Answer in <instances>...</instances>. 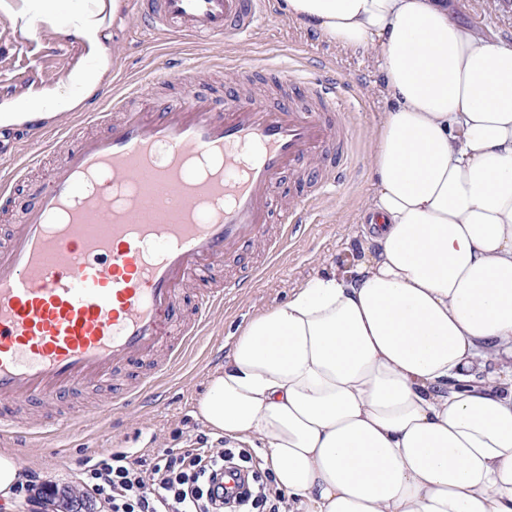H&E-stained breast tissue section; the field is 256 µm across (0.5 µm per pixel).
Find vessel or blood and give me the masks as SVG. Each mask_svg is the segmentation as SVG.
Instances as JSON below:
<instances>
[{"label":"vessel or blood","mask_w":512,"mask_h":512,"mask_svg":"<svg viewBox=\"0 0 512 512\" xmlns=\"http://www.w3.org/2000/svg\"><path fill=\"white\" fill-rule=\"evenodd\" d=\"M265 0H136L129 27L211 39L242 40ZM318 108L286 96L273 107L227 93L223 105L197 89L131 109L112 98L121 117L107 134L67 143L35 200L0 239V440L22 447L54 431L104 428L119 407L147 402L149 383L128 385L99 407L92 422L54 417L21 424L20 402L53 403L109 382L149 357L162 380L204 335L225 299L260 281L250 272L207 287L215 266L248 242L267 259L287 250L312 202L336 188L350 161V123L341 86L311 84ZM316 162L310 196L281 211L273 205L284 174ZM139 193L112 202L115 184Z\"/></svg>","instance_id":"obj_1"}]
</instances>
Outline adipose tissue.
<instances>
[{
  "mask_svg": "<svg viewBox=\"0 0 512 512\" xmlns=\"http://www.w3.org/2000/svg\"><path fill=\"white\" fill-rule=\"evenodd\" d=\"M121 0H0L85 52L0 128L77 111L103 81ZM336 44L381 48L375 224L361 255L252 317L198 413L257 449L288 512H512V45L445 0H283ZM496 369L485 373L488 361Z\"/></svg>",
  "mask_w": 512,
  "mask_h": 512,
  "instance_id": "ef3b65f1",
  "label": "adipose tissue"
}]
</instances>
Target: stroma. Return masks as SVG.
Listing matches in <instances>:
<instances>
[{
	"label": "stroma",
	"mask_w": 512,
	"mask_h": 512,
	"mask_svg": "<svg viewBox=\"0 0 512 512\" xmlns=\"http://www.w3.org/2000/svg\"><path fill=\"white\" fill-rule=\"evenodd\" d=\"M453 18L477 35L512 44V0H447ZM110 37L104 43L109 71L104 84L85 101L84 110L104 109L113 92L137 85L144 76L169 78L167 95L184 91L174 72L186 65L201 67V91L223 103L231 88H246L251 94L276 105L280 96L247 78L245 58L234 44L176 35L160 42L141 34L127 33L121 21H111ZM83 50L72 34L44 32L40 41L17 50L14 43L0 42V61L28 72L35 82H55L77 64ZM253 56L266 58L286 68L296 80L337 78L348 91L343 98L352 123L351 163L339 175L334 197L316 204L308 213L305 230L288 247V253L267 270L257 288L227 299L211 318L207 333L193 343L174 372L164 378L155 403L128 413L115 411L107 429L85 428L69 434L58 432L40 447L20 448L16 454L27 469L60 484H77L84 470L103 454L123 452L135 458L152 459L159 451H181L197 436L210 430L198 414V403L211 372L229 354L233 340L253 316L285 301L322 268L346 264L360 247L354 236L364 220L373 191L371 169L373 132L388 108L380 88L381 49L363 51L340 47L287 16L281 0H271L268 12L252 34Z\"/></svg>",
	"instance_id": "1"
}]
</instances>
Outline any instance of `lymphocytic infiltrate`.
Here are the masks:
<instances>
[{"mask_svg": "<svg viewBox=\"0 0 512 512\" xmlns=\"http://www.w3.org/2000/svg\"><path fill=\"white\" fill-rule=\"evenodd\" d=\"M260 465L256 455L205 445L148 461L111 453L87 481L104 512H285V493L260 481Z\"/></svg>", "mask_w": 512, "mask_h": 512, "instance_id": "f902f5d3", "label": "lymphocytic infiltrate"}]
</instances>
